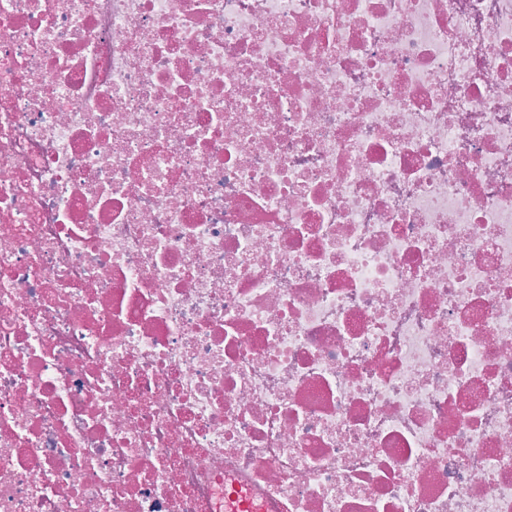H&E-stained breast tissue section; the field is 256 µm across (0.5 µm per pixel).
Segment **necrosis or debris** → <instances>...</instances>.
Returning a JSON list of instances; mask_svg holds the SVG:
<instances>
[{"label": "necrosis or debris", "instance_id": "necrosis-or-debris-1", "mask_svg": "<svg viewBox=\"0 0 512 512\" xmlns=\"http://www.w3.org/2000/svg\"><path fill=\"white\" fill-rule=\"evenodd\" d=\"M0 512H512V0H0Z\"/></svg>", "mask_w": 512, "mask_h": 512}]
</instances>
